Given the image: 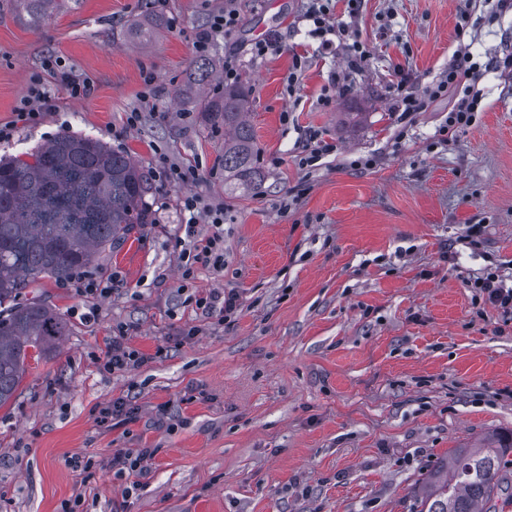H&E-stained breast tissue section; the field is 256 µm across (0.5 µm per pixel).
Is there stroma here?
Segmentation results:
<instances>
[{
  "label": "stroma",
  "instance_id": "obj_1",
  "mask_svg": "<svg viewBox=\"0 0 512 512\" xmlns=\"http://www.w3.org/2000/svg\"><path fill=\"white\" fill-rule=\"evenodd\" d=\"M227 6L240 24L209 56L219 77L233 58L249 96L255 189L225 188L223 129L174 99ZM306 7L65 0L34 30L0 0V123L31 87L57 104L0 156L78 132L127 152L153 186L150 223L91 271L120 273L109 296L54 280L37 290L69 331L0 407V512H61L78 495L83 512H415L449 452L512 431V316L472 287L489 269L512 276V0H364L353 22L337 0L335 19L371 52L359 70L310 37ZM274 31L278 49L253 58ZM461 46L484 66L475 122L447 129L449 97L400 118L396 72L422 91ZM48 50L93 80L88 98L44 70ZM303 51L310 66L290 96ZM313 131L336 150L304 169ZM174 163L196 166V181L169 182ZM186 196L224 207L218 226L196 216L202 235L223 233L224 266H196L187 284ZM213 291L237 295L235 315L196 307ZM119 335L153 362L103 372L98 356ZM122 395L135 417L99 427L98 407ZM139 448L153 451L143 471L113 467Z\"/></svg>",
  "mask_w": 512,
  "mask_h": 512
}]
</instances>
